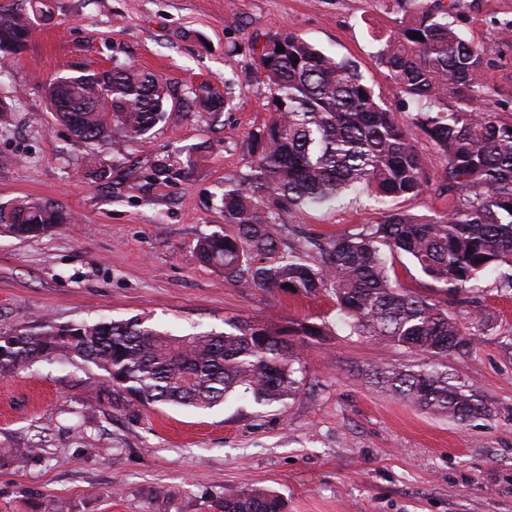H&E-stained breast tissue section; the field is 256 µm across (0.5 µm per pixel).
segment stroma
Wrapping results in <instances>:
<instances>
[{"mask_svg": "<svg viewBox=\"0 0 512 512\" xmlns=\"http://www.w3.org/2000/svg\"><path fill=\"white\" fill-rule=\"evenodd\" d=\"M402 14L396 0H49L46 19L0 68V206L50 201L71 221L32 239L0 233V330L136 316L176 336L257 319L307 320L325 335L300 350L299 390L270 404L235 392L207 410L132 406L105 387L91 395L100 370L63 356L0 374V446L41 449L0 460V512H31L47 496L60 512H216L228 487L276 492L284 512H512V290L483 276L478 339L467 353L429 360L486 403V415L461 424L371 383L373 368L415 358L353 334L331 293L238 288L195 257L198 239L233 231L224 183L249 173L248 135L270 118L252 46L278 33L354 62L438 182L444 161L409 120L417 106L377 59V35ZM451 19L466 40L494 47L486 109L511 120L512 34L502 28L512 0H455ZM116 66L162 76L181 97L210 82L228 105L218 122H161L138 143L75 141L50 110L49 81ZM203 142L187 179H152L156 158ZM89 154L111 178L86 174ZM446 206L431 190L386 207L355 191L337 205L279 213L277 231L294 245L301 230L327 239L378 223L389 208L431 215ZM159 487L167 497H155Z\"/></svg>", "mask_w": 512, "mask_h": 512, "instance_id": "35a3bbf8", "label": "stroma"}]
</instances>
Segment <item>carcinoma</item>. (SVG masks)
Masks as SVG:
<instances>
[{
  "label": "carcinoma",
  "instance_id": "1",
  "mask_svg": "<svg viewBox=\"0 0 512 512\" xmlns=\"http://www.w3.org/2000/svg\"><path fill=\"white\" fill-rule=\"evenodd\" d=\"M450 16L440 3L417 8L405 12L395 30L376 36L387 75L421 104L412 123L445 161L436 188L448 197L444 212L417 217L390 210L357 233L311 239L321 254L317 267L303 250L281 249L275 227L283 210L329 204L348 190L366 189L386 203L416 196L428 184L417 145L357 66L284 32L255 52L273 118L251 133L252 173L224 189V223L234 225V232L200 239L198 261L224 271L239 288L282 290L289 283L296 293L329 291L352 333L417 356L467 351L482 320L450 313L448 298L472 302L476 282L488 274L496 275L500 287L512 288V121L480 109L495 92L487 78L494 48L463 40ZM32 32L27 14L0 12V52L19 51ZM416 32L423 39L414 38ZM65 78V86L49 83L50 105L75 139L87 144L111 136L142 140L163 120H181L195 110L215 116L227 105L208 83L180 100L156 74L131 67ZM194 164L192 152L176 160L163 156L152 175L180 180ZM66 221L50 202L19 199L0 208V232L19 238L37 237ZM384 246L407 255L445 299L399 288L388 275ZM258 255L267 261L254 263ZM230 327L218 334L174 336L135 318L0 331V372L63 355L94 365L103 383L132 405L208 409L238 390L269 403L299 389L293 342L305 347L323 335L308 321ZM376 375L383 389L434 415L463 423L486 413L476 394L424 363L386 367ZM215 508L282 512L283 502L271 491L228 489Z\"/></svg>",
  "mask_w": 512,
  "mask_h": 512
}]
</instances>
